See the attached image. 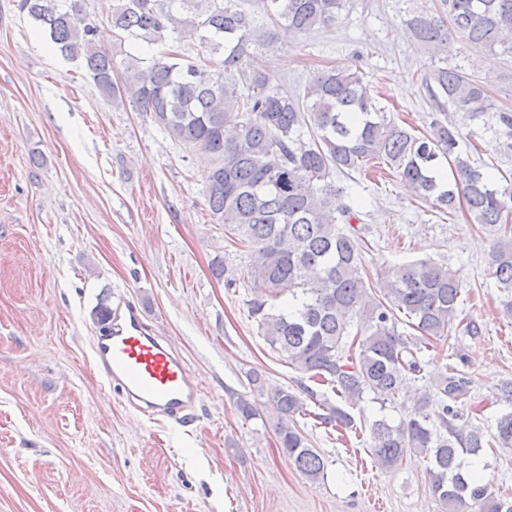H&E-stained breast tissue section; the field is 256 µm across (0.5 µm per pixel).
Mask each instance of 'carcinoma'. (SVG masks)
Here are the masks:
<instances>
[{
  "label": "carcinoma",
  "mask_w": 512,
  "mask_h": 512,
  "mask_svg": "<svg viewBox=\"0 0 512 512\" xmlns=\"http://www.w3.org/2000/svg\"><path fill=\"white\" fill-rule=\"evenodd\" d=\"M436 2L405 20L413 45L446 53L460 34L475 48L500 46L512 55V0ZM20 4L62 53L83 58L103 96L130 103L170 137L210 156L204 176L209 215L257 254L248 270L251 317L285 363L337 397L357 403L371 392L381 404L394 405L422 378L433 342L449 338L454 328L480 333L477 322L462 315L454 273L431 258L382 268L377 290L365 282L364 241L352 226V209L340 203L338 172L385 164L440 211L464 208L477 223L499 227L489 274L512 313V185L499 186L459 150L463 122L491 111L512 151V110L492 109L485 82L457 66L435 67L425 77L435 112L418 136L387 115L359 70L322 69L303 91L290 92L271 84L257 61L243 63L251 46L333 26L346 0H263L261 18L233 0H112L119 41L165 47L148 63L127 55L120 80L112 53L96 47L98 19L85 0ZM183 32L198 39L202 55L181 52ZM449 111L459 119H448ZM284 295L287 303H272ZM351 315L359 318L354 334ZM403 317L418 337L398 330ZM249 382L266 401L240 397L243 420L270 406L282 452L309 480L323 477L324 459L295 416L355 429L353 416L316 399L307 386L268 389L257 372ZM468 384L457 367L445 366L434 390L414 391L406 420L368 424L370 453L383 467L411 450L431 455V490L448 512H512L511 496L492 495L482 474L464 468L462 456L477 457L484 448L479 430L466 433L456 425V403ZM303 393L321 412L307 410ZM492 441L512 447V411L499 417Z\"/></svg>",
  "instance_id": "1"
}]
</instances>
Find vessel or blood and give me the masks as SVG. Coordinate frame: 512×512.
Listing matches in <instances>:
<instances>
[{
    "instance_id": "b4317fda",
    "label": "vessel or blood",
    "mask_w": 512,
    "mask_h": 512,
    "mask_svg": "<svg viewBox=\"0 0 512 512\" xmlns=\"http://www.w3.org/2000/svg\"><path fill=\"white\" fill-rule=\"evenodd\" d=\"M91 351L106 387L151 420L183 419L201 399L200 383L182 356L137 306L109 310Z\"/></svg>"
}]
</instances>
